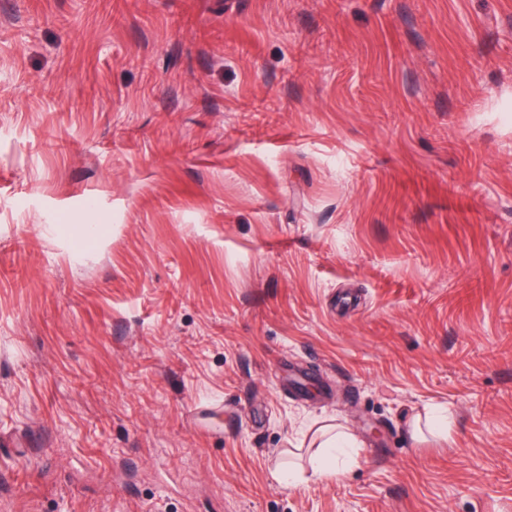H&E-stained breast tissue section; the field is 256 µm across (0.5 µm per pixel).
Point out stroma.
Listing matches in <instances>:
<instances>
[{"label":"stroma","instance_id":"obj_1","mask_svg":"<svg viewBox=\"0 0 512 512\" xmlns=\"http://www.w3.org/2000/svg\"><path fill=\"white\" fill-rule=\"evenodd\" d=\"M0 512H512V0H0ZM310 443L309 469L291 463L288 472H275L278 479L289 484L298 480L342 475L349 461L348 448H359L358 440L348 429L331 421L314 422ZM311 473L310 477L306 474Z\"/></svg>","mask_w":512,"mask_h":512}]
</instances>
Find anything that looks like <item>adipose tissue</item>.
Instances as JSON below:
<instances>
[{"mask_svg": "<svg viewBox=\"0 0 512 512\" xmlns=\"http://www.w3.org/2000/svg\"><path fill=\"white\" fill-rule=\"evenodd\" d=\"M312 432L308 468H289L288 471L280 473V480L291 483L308 475L320 478L337 477L344 473L349 461V451L358 445L355 435L331 421L315 423Z\"/></svg>", "mask_w": 512, "mask_h": 512, "instance_id": "obj_1", "label": "adipose tissue"}]
</instances>
